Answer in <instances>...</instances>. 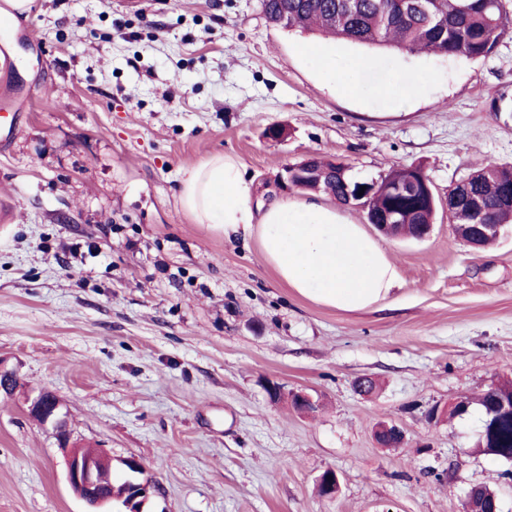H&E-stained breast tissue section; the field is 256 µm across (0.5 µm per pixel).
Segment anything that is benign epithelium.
Wrapping results in <instances>:
<instances>
[{
	"label": "benign epithelium",
	"mask_w": 512,
	"mask_h": 512,
	"mask_svg": "<svg viewBox=\"0 0 512 512\" xmlns=\"http://www.w3.org/2000/svg\"><path fill=\"white\" fill-rule=\"evenodd\" d=\"M21 379L14 369H7L0 359V389L18 388ZM24 402L28 414L42 425L51 427L60 448L66 454L67 481L73 492L87 505V512H112L115 497L112 492L101 488L100 473L112 467V455L101 448H77L70 445L71 432L61 412L60 402L55 395L43 391L35 396L26 395ZM130 478L126 479L127 497L123 512H140L142 504L150 497L160 493L159 484L149 478H140L145 471L143 462L129 456L122 461ZM321 489L330 497L336 495L339 480L336 472L326 470L319 480Z\"/></svg>",
	"instance_id": "7a95c632"
}]
</instances>
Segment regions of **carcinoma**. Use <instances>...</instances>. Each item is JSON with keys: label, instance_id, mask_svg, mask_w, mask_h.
Masks as SVG:
<instances>
[{"label": "carcinoma", "instance_id": "cac0c4a2", "mask_svg": "<svg viewBox=\"0 0 512 512\" xmlns=\"http://www.w3.org/2000/svg\"><path fill=\"white\" fill-rule=\"evenodd\" d=\"M426 10L399 7L394 0H261L263 14L271 24L284 28L317 31L325 37L397 48L411 53L463 56L471 60L488 57L505 33H512V15L502 0H427ZM318 171L321 182L298 178L293 187L326 194L339 203L357 204L356 190L369 181L351 173L348 164L321 162L312 156L300 163ZM424 173L419 167H400L373 180V195L365 205L371 224L402 227L398 233L416 236L418 224L433 223L438 201L433 187L407 194ZM482 206L492 221L508 229L512 225V166L483 167L467 181L448 189V220L464 238L485 247L496 235H476L473 207ZM512 400V381L490 388L476 401L483 416V431L477 447L502 459L512 458V416L500 411L499 402ZM492 489L472 486L468 498L471 512H487Z\"/></svg>", "mask_w": 512, "mask_h": 512}]
</instances>
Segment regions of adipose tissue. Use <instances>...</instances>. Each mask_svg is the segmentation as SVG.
Returning a JSON list of instances; mask_svg holds the SVG:
<instances>
[{
    "label": "adipose tissue",
    "instance_id": "1",
    "mask_svg": "<svg viewBox=\"0 0 512 512\" xmlns=\"http://www.w3.org/2000/svg\"><path fill=\"white\" fill-rule=\"evenodd\" d=\"M303 51L321 58L342 91L361 95L358 75L371 67V59H325L312 45ZM179 201L194 223L225 240L256 242L279 281L313 301L361 311L387 299L398 284L382 244L338 208L285 194L254 204L253 182L234 156L218 153L187 170Z\"/></svg>",
    "mask_w": 512,
    "mask_h": 512
}]
</instances>
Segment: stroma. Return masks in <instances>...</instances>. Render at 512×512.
Wrapping results in <instances>:
<instances>
[{"label": "stroma", "mask_w": 512, "mask_h": 512, "mask_svg": "<svg viewBox=\"0 0 512 512\" xmlns=\"http://www.w3.org/2000/svg\"><path fill=\"white\" fill-rule=\"evenodd\" d=\"M365 57L345 95L302 54ZM0 512H85L51 428L25 394L52 392L74 441L137 456L162 495L143 512H465L469 486L512 512V462L479 452L477 399L512 379V236L475 250L449 224L448 188L512 165V34L472 61L351 43L269 23L259 0H32L0 27ZM434 72L420 94L400 82ZM237 157L269 200L286 165L336 156L377 179L418 166L438 197L422 241L381 236L400 281L342 312L279 282L256 244L182 210L185 169ZM372 392L359 393L358 378ZM305 391V415L269 383ZM404 442L380 446V423ZM336 497L320 496L326 469Z\"/></svg>", "instance_id": "stroma-1"}]
</instances>
